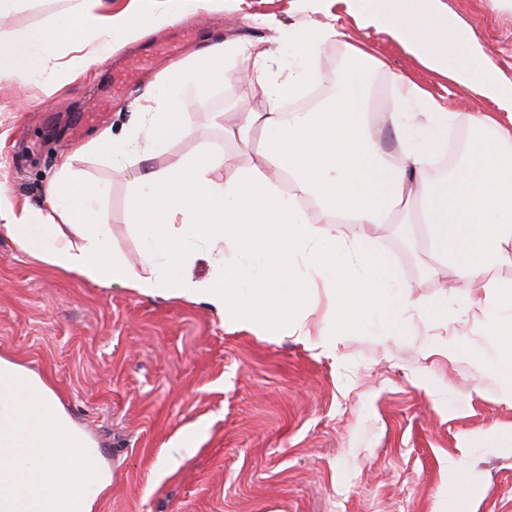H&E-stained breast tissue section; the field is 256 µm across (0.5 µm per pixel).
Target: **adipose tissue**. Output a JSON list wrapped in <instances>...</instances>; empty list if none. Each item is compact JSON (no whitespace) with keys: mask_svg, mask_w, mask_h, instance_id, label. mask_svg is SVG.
Masks as SVG:
<instances>
[{"mask_svg":"<svg viewBox=\"0 0 512 512\" xmlns=\"http://www.w3.org/2000/svg\"><path fill=\"white\" fill-rule=\"evenodd\" d=\"M95 0H67L64 17L31 28L0 49V80L44 81L47 53L77 39L89 48L85 64L107 60L116 42L137 39L125 14L102 15ZM364 26L387 28L425 67L494 101L497 112H473L472 143L448 174L430 173L448 147L451 112L408 78L391 75L393 108L370 113L364 93L382 63L349 48L333 76L332 92L311 109L288 111L321 77L326 46L337 41L332 22L315 23L294 37L291 57L262 43L214 42L191 64L177 63L160 86L137 104L138 123L126 135L103 131L93 140L99 154L155 158L191 126L180 104L193 83L205 92L223 83L226 64L241 60L258 106L220 112L216 121L231 151L204 144L174 164L131 183L129 209L140 238V260L131 263L112 247V228L102 209L107 184L81 179L66 157L45 189L47 211L15 209L0 194V221L20 250L76 278L119 286L145 297L201 303L222 319L256 332L309 335L298 313L310 302L311 282L298 264L329 269L331 321L343 327L362 311L398 315L408 296L393 298L375 280L382 261L367 243L400 212L422 228L437 259H449L475 292L474 308L499 310L503 345L490 360L512 386V289L492 288L487 267L512 246V90L494 67L458 33L440 0H362ZM395 134L384 148L379 128ZM355 224L358 237L343 235ZM263 254L261 275L239 263ZM207 276L193 273L197 262ZM250 282L249 293L240 285Z\"/></svg>","mask_w":512,"mask_h":512,"instance_id":"obj_1","label":"adipose tissue"}]
</instances>
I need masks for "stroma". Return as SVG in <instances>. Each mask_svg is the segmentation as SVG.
<instances>
[{
  "mask_svg": "<svg viewBox=\"0 0 512 512\" xmlns=\"http://www.w3.org/2000/svg\"><path fill=\"white\" fill-rule=\"evenodd\" d=\"M442 2L511 89L512 0ZM65 8L66 0H19L0 17V49ZM102 9L125 13L147 36L86 69V47L63 44L48 56L49 81L0 82V191L15 207H45L62 159L103 129L125 133L136 98L171 64L192 62L215 40L286 51L326 16L340 33L324 52L327 71L349 45L382 61L374 111L393 73L457 115L496 109L424 67L386 29L364 27L353 0H208L172 24L140 0H102ZM240 71L233 66L229 83L204 95L185 85L194 124L167 154L147 163L89 151L75 161L85 180L109 183L112 246L130 260L140 249L130 182L201 144L223 147L213 113L257 104ZM371 246L409 285L406 315L374 311L340 330L320 292L305 339L257 335L201 304L86 284L21 251L0 227V359L38 376L99 448L111 483L94 512H512V392L487 362L496 315L473 311L466 281L447 288L430 273L435 258L418 225H384ZM440 302L444 322L430 315ZM176 442L185 458L174 464L167 450ZM452 460L465 461L463 479L449 471Z\"/></svg>",
  "mask_w": 512,
  "mask_h": 512,
  "instance_id": "obj_1",
  "label": "stroma"
}]
</instances>
